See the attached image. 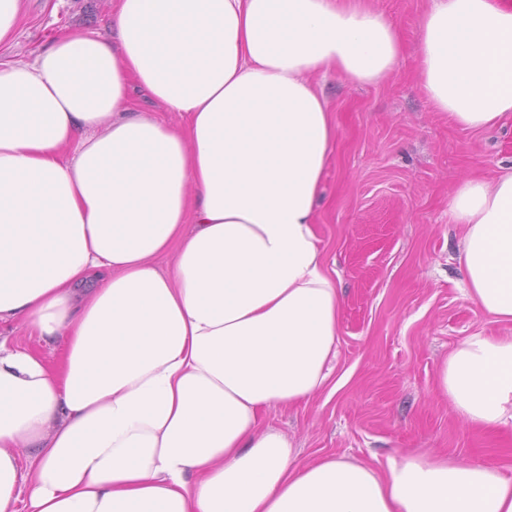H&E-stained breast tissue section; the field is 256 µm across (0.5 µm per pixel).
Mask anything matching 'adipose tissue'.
Listing matches in <instances>:
<instances>
[{"mask_svg":"<svg viewBox=\"0 0 512 512\" xmlns=\"http://www.w3.org/2000/svg\"><path fill=\"white\" fill-rule=\"evenodd\" d=\"M401 52L371 0H113L111 36L0 62V325L65 344L55 368L0 338V512H512L495 461L303 463L262 423L330 383L341 343L315 77L378 85ZM417 55L433 111L512 119V0H430ZM448 216L465 298L512 322V165ZM437 390L512 430V334L459 342Z\"/></svg>","mask_w":512,"mask_h":512,"instance_id":"ef3b65f1","label":"adipose tissue"}]
</instances>
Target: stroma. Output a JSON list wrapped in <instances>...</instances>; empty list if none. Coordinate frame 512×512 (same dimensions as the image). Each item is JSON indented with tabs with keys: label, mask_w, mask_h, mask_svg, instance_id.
Instances as JSON below:
<instances>
[{
	"label": "stroma",
	"mask_w": 512,
	"mask_h": 512,
	"mask_svg": "<svg viewBox=\"0 0 512 512\" xmlns=\"http://www.w3.org/2000/svg\"><path fill=\"white\" fill-rule=\"evenodd\" d=\"M426 4L374 0L404 44L388 81L352 88L333 73L320 79L336 144L316 232L343 293L336 374L344 384L263 416L295 438L303 462L336 455L381 465L402 448L512 467V434L465 426L436 392L439 363L454 345L479 332H512V322L463 298V227L448 218V196L464 177H493L512 159V125L467 132L431 110L415 81ZM111 15V0H25L0 61L29 57L63 32L109 34Z\"/></svg>",
	"instance_id": "1"
}]
</instances>
